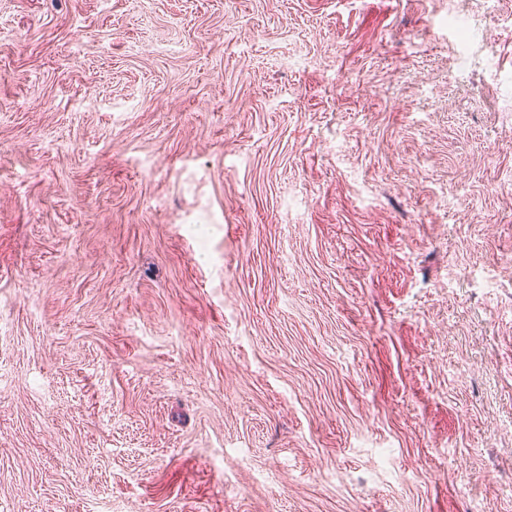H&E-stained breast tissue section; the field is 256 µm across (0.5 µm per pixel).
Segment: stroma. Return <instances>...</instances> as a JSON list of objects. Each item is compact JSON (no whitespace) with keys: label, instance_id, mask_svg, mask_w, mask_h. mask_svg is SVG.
I'll use <instances>...</instances> for the list:
<instances>
[{"label":"stroma","instance_id":"1","mask_svg":"<svg viewBox=\"0 0 512 512\" xmlns=\"http://www.w3.org/2000/svg\"><path fill=\"white\" fill-rule=\"evenodd\" d=\"M0 512H512V0H0Z\"/></svg>","mask_w":512,"mask_h":512}]
</instances>
